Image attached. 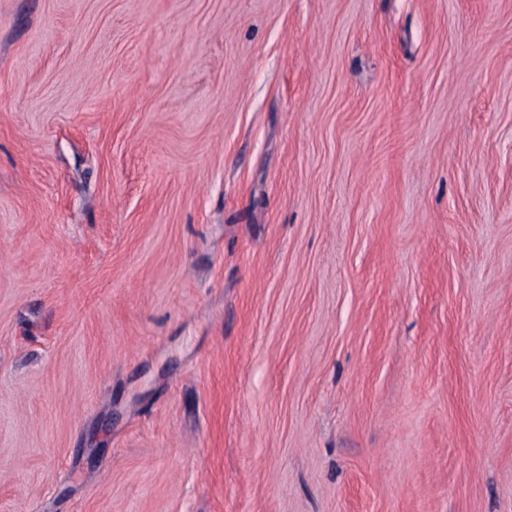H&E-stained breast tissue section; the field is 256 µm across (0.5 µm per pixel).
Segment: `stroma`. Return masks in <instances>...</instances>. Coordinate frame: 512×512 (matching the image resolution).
I'll use <instances>...</instances> for the list:
<instances>
[{"label": "stroma", "instance_id": "35a3bbf8", "mask_svg": "<svg viewBox=\"0 0 512 512\" xmlns=\"http://www.w3.org/2000/svg\"><path fill=\"white\" fill-rule=\"evenodd\" d=\"M0 512H512V0H0Z\"/></svg>", "mask_w": 512, "mask_h": 512}]
</instances>
